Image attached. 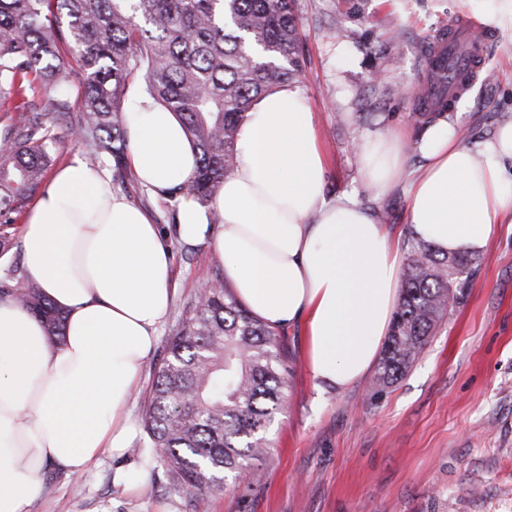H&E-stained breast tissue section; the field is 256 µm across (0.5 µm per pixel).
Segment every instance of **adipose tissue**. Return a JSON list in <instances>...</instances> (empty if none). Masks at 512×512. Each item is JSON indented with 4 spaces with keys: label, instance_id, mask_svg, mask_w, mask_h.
<instances>
[{
    "label": "adipose tissue",
    "instance_id": "obj_1",
    "mask_svg": "<svg viewBox=\"0 0 512 512\" xmlns=\"http://www.w3.org/2000/svg\"><path fill=\"white\" fill-rule=\"evenodd\" d=\"M127 163L163 195L187 183L196 155L177 117L144 93L128 96ZM409 168L402 134L360 146L375 198L403 188L412 237L443 254L485 252L512 223V118L468 141L440 118ZM234 171L210 206L182 197L177 232L210 240L233 294L275 330L301 329L317 389L344 390L375 365L400 296L402 241L355 196L326 197V159L305 90L255 102ZM223 222L213 227L208 213ZM27 278L64 312L53 343L26 308L0 299V512H27L53 467L79 476L103 454L123 456L139 432L132 401L175 291L171 252L149 215L80 155L58 170L20 226Z\"/></svg>",
    "mask_w": 512,
    "mask_h": 512
}]
</instances>
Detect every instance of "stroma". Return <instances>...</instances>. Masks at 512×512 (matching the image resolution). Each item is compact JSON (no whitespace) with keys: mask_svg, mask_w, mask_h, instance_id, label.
<instances>
[{"mask_svg":"<svg viewBox=\"0 0 512 512\" xmlns=\"http://www.w3.org/2000/svg\"><path fill=\"white\" fill-rule=\"evenodd\" d=\"M296 0L306 61L298 84L316 115L327 157L328 200L357 196L382 210L385 223L406 230L402 190L375 199L354 148L369 133H402L414 141L410 119L426 75L428 42L449 20L472 19L467 0ZM484 65L494 78L475 79L450 119L470 140L493 136L512 117V31L490 28ZM373 113L371 122L360 115ZM123 194L146 209L171 246L176 292L134 400L144 417L155 370L184 307L222 276L207 243L182 244L172 201L129 181ZM287 376L284 405L267 436L266 460L244 481L197 496L165 482L147 456H103L88 473L43 474L29 512H512V224H502L466 299L448 315L419 358L383 396L369 380L318 392L304 361L301 330L281 333ZM146 469L137 494L116 487L122 471Z\"/></svg>","mask_w":512,"mask_h":512,"instance_id":"35a3bbf8","label":"stroma"}]
</instances>
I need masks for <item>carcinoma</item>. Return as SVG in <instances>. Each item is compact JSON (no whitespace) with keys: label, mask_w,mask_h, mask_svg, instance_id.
I'll return each mask as SVG.
<instances>
[{"label":"carcinoma","mask_w":512,"mask_h":512,"mask_svg":"<svg viewBox=\"0 0 512 512\" xmlns=\"http://www.w3.org/2000/svg\"><path fill=\"white\" fill-rule=\"evenodd\" d=\"M295 0H0V224L41 188L54 162L47 116L71 112L69 56L78 63L82 109L72 134L91 166L107 157L124 185L129 81L174 113L196 152L183 191L205 204L234 170L240 127L254 102L299 80L304 62ZM392 332L371 381L376 393L409 371L448 309L460 303L475 258L441 255L407 239ZM30 310L55 342L62 313L19 268L0 273V296ZM287 372L278 332L217 278L188 303L155 371L146 406L152 461L168 485L202 494L269 452L268 424Z\"/></svg>","instance_id":"carcinoma-1"}]
</instances>
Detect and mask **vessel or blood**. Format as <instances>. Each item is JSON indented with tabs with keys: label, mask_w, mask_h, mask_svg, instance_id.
I'll use <instances>...</instances> for the list:
<instances>
[{
	"label": "vessel or blood",
	"mask_w": 512,
	"mask_h": 512,
	"mask_svg": "<svg viewBox=\"0 0 512 512\" xmlns=\"http://www.w3.org/2000/svg\"><path fill=\"white\" fill-rule=\"evenodd\" d=\"M459 40L468 43V55H456L454 44ZM487 41V34L479 26L462 19L449 20L447 36L437 41L432 55L427 58L428 63L448 72V87L440 98L444 107H452L465 93L466 87L458 82L457 77L459 74L470 73L479 68Z\"/></svg>",
	"instance_id": "obj_1"
}]
</instances>
